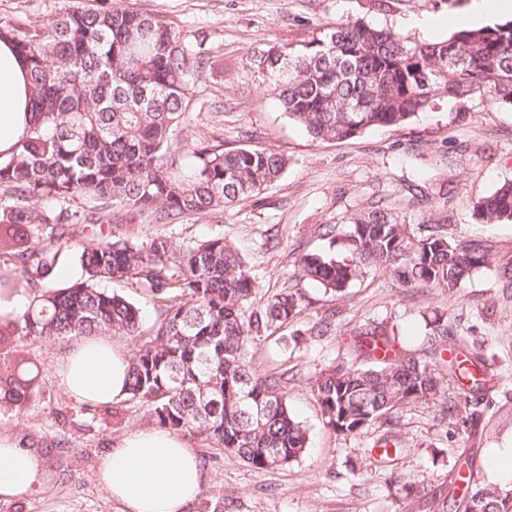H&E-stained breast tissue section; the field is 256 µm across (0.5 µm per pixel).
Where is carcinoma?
Segmentation results:
<instances>
[{"label":"carcinoma","mask_w":512,"mask_h":512,"mask_svg":"<svg viewBox=\"0 0 512 512\" xmlns=\"http://www.w3.org/2000/svg\"><path fill=\"white\" fill-rule=\"evenodd\" d=\"M26 59L33 124L15 154L0 160V288L33 291L18 318L0 317V410L24 415L42 387L40 367L24 346L111 334L135 342L127 401L166 429L204 437L210 457L228 451L263 470L287 465L308 445L293 414L287 373L259 372L252 344L273 335L304 307L291 282L309 280L341 297L369 268L389 271L407 288L455 294L496 260L489 241L414 226L379 208L351 218L345 254L301 253L281 288L256 300L259 285L246 260L221 235L176 242L164 232L146 239L110 229L81 247L80 279L53 283L61 241L75 229L129 222L173 224L259 195L288 167L268 148L224 147V138L177 134L191 123L192 76L206 64L203 41L155 16L111 2L72 0L33 28L0 25ZM284 112L315 141H344L366 130L396 127L435 97L477 91L512 104V20L461 29L441 42H417L362 20L329 26L302 49L273 45L258 59ZM482 223L512 221V181L478 198ZM127 281L144 289L158 312L101 288ZM424 359L406 346L396 322L353 332V353L367 366L339 365L311 381L323 425L360 435L377 424L373 448L383 464L407 447L396 431L406 407L433 404L441 421L457 412L445 382L465 398L495 390L485 349L448 331V318L423 317ZM459 466L436 500V512H512V488L471 481ZM416 498L424 485L396 481Z\"/></svg>","instance_id":"obj_1"}]
</instances>
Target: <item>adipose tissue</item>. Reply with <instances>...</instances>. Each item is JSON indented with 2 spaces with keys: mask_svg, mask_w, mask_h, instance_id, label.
<instances>
[{
  "mask_svg": "<svg viewBox=\"0 0 512 512\" xmlns=\"http://www.w3.org/2000/svg\"><path fill=\"white\" fill-rule=\"evenodd\" d=\"M26 64L9 41H0V159L12 155L31 121ZM129 361L111 341L89 336L73 346L59 369V382L75 398L108 404L125 396ZM98 478L124 512H182L202 490L198 455L166 429L136 430L101 460ZM38 478L31 451L0 435V494L20 496Z\"/></svg>",
  "mask_w": 512,
  "mask_h": 512,
  "instance_id": "ef3b65f1",
  "label": "adipose tissue"
}]
</instances>
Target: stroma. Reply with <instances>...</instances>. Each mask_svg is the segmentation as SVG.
<instances>
[{"label":"stroma","mask_w":512,"mask_h":512,"mask_svg":"<svg viewBox=\"0 0 512 512\" xmlns=\"http://www.w3.org/2000/svg\"><path fill=\"white\" fill-rule=\"evenodd\" d=\"M158 17L171 29L203 38L209 55L194 84L195 115L187 130L211 131L218 113L226 146L269 148L288 159V169L256 198L166 226L175 241L224 235L247 261L261 292L278 290L296 256L327 250L316 225L332 224L344 237L354 214L380 202L407 223L447 225L450 232L492 241L496 264L467 280L457 295L434 288H404L382 269H370L337 299L309 281L299 283L305 306L293 322L257 341L248 353L260 372L287 371L288 403L308 429L301 457L285 466L255 470L232 453L207 458V443L185 441L204 461V484L185 512H433L429 500L397 495L394 476L436 488L454 465L471 461L487 481L490 450L512 448V292L503 291L498 267L512 262V222L481 224L472 216L475 198L512 180V106L489 103L482 93L437 98L405 124L375 128L346 140L318 142L290 120L267 89L255 64L268 46L301 48L323 26L361 18L411 40L446 39L451 19L471 0H123ZM66 0H0V23L33 26L66 7ZM447 311L448 326L491 344L490 371L498 382L491 398L497 413L480 437L459 403L451 423L433 408H405L401 433L410 451L389 465L370 454L371 434L343 436L324 428L310 382L320 371L355 360L350 329L397 318L423 336L422 314ZM336 315V334L310 340L307 329ZM71 348L67 341L30 345L43 367L44 395L24 417L0 411V434L44 447L65 438L67 450L41 473L35 494L12 501L14 512H123L97 479L100 459L115 443L156 423L123 400L87 413L60 386L57 370Z\"/></svg>","instance_id":"obj_1"}]
</instances>
